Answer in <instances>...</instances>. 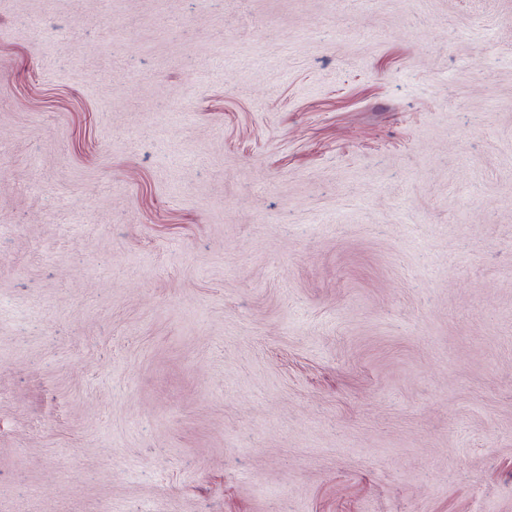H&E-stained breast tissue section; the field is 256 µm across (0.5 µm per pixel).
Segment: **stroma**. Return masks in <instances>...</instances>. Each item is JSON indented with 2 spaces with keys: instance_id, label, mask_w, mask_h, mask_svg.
<instances>
[{
  "instance_id": "stroma-1",
  "label": "stroma",
  "mask_w": 512,
  "mask_h": 512,
  "mask_svg": "<svg viewBox=\"0 0 512 512\" xmlns=\"http://www.w3.org/2000/svg\"><path fill=\"white\" fill-rule=\"evenodd\" d=\"M0 512H512V0H0Z\"/></svg>"
}]
</instances>
